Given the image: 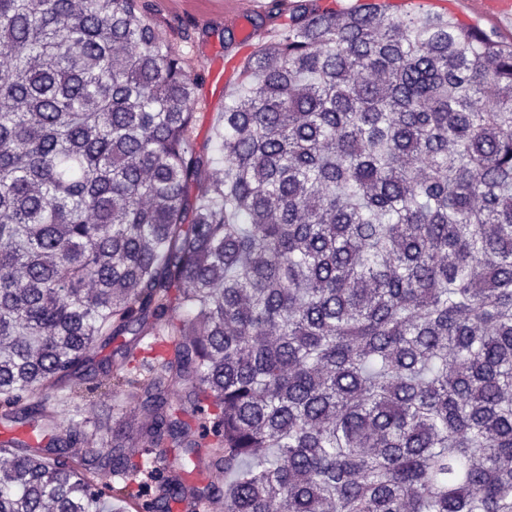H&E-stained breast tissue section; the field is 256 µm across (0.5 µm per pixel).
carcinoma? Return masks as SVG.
Here are the masks:
<instances>
[{"label": "carcinoma", "mask_w": 512, "mask_h": 512, "mask_svg": "<svg viewBox=\"0 0 512 512\" xmlns=\"http://www.w3.org/2000/svg\"><path fill=\"white\" fill-rule=\"evenodd\" d=\"M282 7L192 201L201 77L146 4L0 0V512H512V43ZM102 375L133 413L63 425Z\"/></svg>", "instance_id": "carcinoma-1"}]
</instances>
